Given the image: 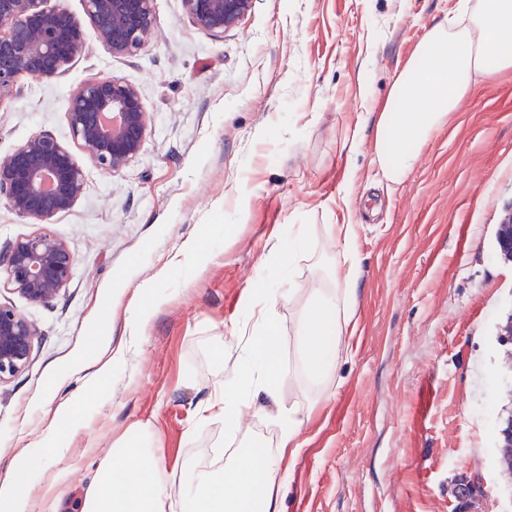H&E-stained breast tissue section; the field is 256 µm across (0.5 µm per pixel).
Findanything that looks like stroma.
I'll return each mask as SVG.
<instances>
[{
	"mask_svg": "<svg viewBox=\"0 0 512 512\" xmlns=\"http://www.w3.org/2000/svg\"><path fill=\"white\" fill-rule=\"evenodd\" d=\"M461 0H253L236 26L196 28L182 0H153L159 32L115 57L85 27L86 50L51 80L22 77L0 102V156L33 134L71 135L66 100L112 75L139 89L151 131L139 158L113 174L87 168L85 192L53 232L76 259L65 295L33 305L0 288L44 334L26 369L0 384V481L49 407L76 400L89 429L68 475L77 501L128 426L150 423L157 456L181 484L239 441L198 407L238 363L246 291L299 283L309 254L331 250L329 224L358 232L352 350L326 391L304 380L292 325L302 299L279 308L285 402L312 405L297 453L284 454V512H512V478L495 427L512 412V262L495 229L512 213V75L480 87L425 145L416 171L387 189L363 143L402 66ZM311 225L292 269L267 262L270 239ZM201 243L203 259L186 252ZM151 282L154 316L127 363L88 394L81 375H52L88 339L127 337V305ZM480 469L488 495L466 506L454 488Z\"/></svg>",
	"mask_w": 512,
	"mask_h": 512,
	"instance_id": "1",
	"label": "stroma"
}]
</instances>
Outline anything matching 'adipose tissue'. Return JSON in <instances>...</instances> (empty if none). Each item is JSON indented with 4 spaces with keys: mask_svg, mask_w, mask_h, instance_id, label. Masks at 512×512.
I'll use <instances>...</instances> for the list:
<instances>
[{
    "mask_svg": "<svg viewBox=\"0 0 512 512\" xmlns=\"http://www.w3.org/2000/svg\"><path fill=\"white\" fill-rule=\"evenodd\" d=\"M512 74V0H466L459 16L433 25L395 78L389 96L373 118V162L387 185H401L416 169L422 148L474 88ZM331 256L317 260L316 275L297 289L248 291L247 308H259L253 338L238 366L202 406L205 418L238 427L248 410L275 407V449L243 437L242 447L226 465L196 475L182 493V512H282L285 484L279 461L298 451L299 435L310 408L284 404L275 337L277 309L296 296L305 303L294 322L298 358L309 382L326 387L347 359L351 321L357 305L359 255L357 227L330 224ZM102 337L78 362L87 387L106 381L112 367L125 360L129 344H119L109 358L99 350ZM76 422V406H56L37 443L24 444L10 480L0 484V512H31L33 495L45 487L44 512H63L68 489L54 460L64 452L66 430ZM46 460L35 467V454ZM167 474L155 455L151 426L137 423L116 441L78 501L80 512H166Z\"/></svg>",
    "mask_w": 512,
    "mask_h": 512,
    "instance_id": "obj_1",
    "label": "adipose tissue"
}]
</instances>
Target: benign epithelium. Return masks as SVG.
Listing matches in <instances>:
<instances>
[{"label": "benign epithelium", "instance_id": "1", "mask_svg": "<svg viewBox=\"0 0 512 512\" xmlns=\"http://www.w3.org/2000/svg\"><path fill=\"white\" fill-rule=\"evenodd\" d=\"M153 0H83L100 42L114 56L133 57L156 35ZM195 26L214 36L236 26L252 0H182ZM85 50L81 23L57 0H0V102L20 94L19 78L49 80ZM71 138L84 159L117 173L141 154L149 113L131 83L103 76L66 101ZM85 168L70 146L39 132L0 157V198L25 224L42 226L0 244V282L31 304L49 305L66 290L75 258L48 228L84 194ZM42 333L13 306L0 303V383L22 372ZM487 489L479 471L469 478L471 502Z\"/></svg>", "mask_w": 512, "mask_h": 512}]
</instances>
